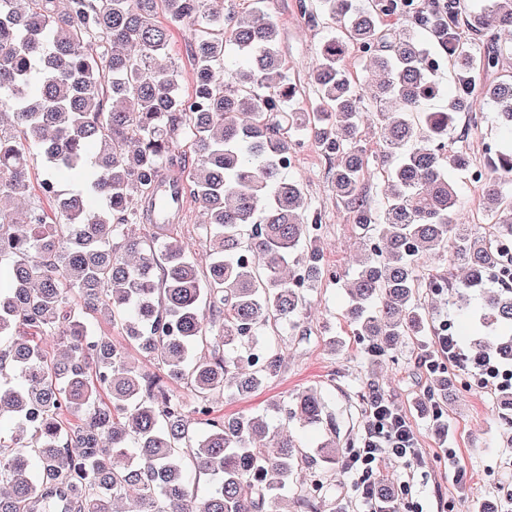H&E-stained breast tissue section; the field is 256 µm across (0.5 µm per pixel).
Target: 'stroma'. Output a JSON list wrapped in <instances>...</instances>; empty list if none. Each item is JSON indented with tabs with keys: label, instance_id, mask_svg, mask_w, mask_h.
<instances>
[{
	"label": "stroma",
	"instance_id": "1",
	"mask_svg": "<svg viewBox=\"0 0 512 512\" xmlns=\"http://www.w3.org/2000/svg\"><path fill=\"white\" fill-rule=\"evenodd\" d=\"M313 0H274L273 15L281 31V54L290 77L300 89L301 106L315 103L316 92L308 75L317 62L318 47L328 35L326 25H312L301 4ZM331 160L313 146H306L293 172L303 180L311 206L322 214V245L328 265L339 280L324 285L308 296L304 335H281L279 351L285 359L278 377L243 400L225 402L226 413L261 409L269 398L292 396L307 386L320 387L329 401L336 428V442L347 449L363 432L366 400L356 392L354 381L370 376L388 400L406 415L417 436V454L410 462L386 461L380 475L393 482H411L409 499L423 512H477L476 503L491 500L512 503V426L499 416V392L484 385L465 369L452 365L448 374L457 382L458 395L443 409L449 433L440 436L431 417L422 414L418 401L433 377L419 365L418 358L430 346L428 336H414L397 351L377 358L374 368L363 362L365 343L353 336L344 321L348 306L344 282L355 263L356 232L349 214L337 200ZM335 336L337 349L325 340ZM453 449L459 466L466 472L465 484H458L448 468L446 449ZM307 484L316 485L318 512H330L332 503L353 512V478L342 466L326 465L307 471Z\"/></svg>",
	"mask_w": 512,
	"mask_h": 512
}]
</instances>
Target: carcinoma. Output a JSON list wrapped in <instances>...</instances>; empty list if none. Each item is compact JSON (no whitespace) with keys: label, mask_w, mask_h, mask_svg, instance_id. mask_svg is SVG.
Masks as SVG:
<instances>
[{"label":"carcinoma","mask_w":512,"mask_h":512,"mask_svg":"<svg viewBox=\"0 0 512 512\" xmlns=\"http://www.w3.org/2000/svg\"><path fill=\"white\" fill-rule=\"evenodd\" d=\"M260 2L238 13L224 0H0V416L12 420L0 429V512H49L61 498L65 512H125L128 500L130 512H288L290 492L318 512L314 490L293 486L300 463L336 464V437L305 461L296 429L324 424L326 395L217 409L279 375L272 336L300 331L306 295L337 279L320 215L287 174L307 142L336 161L358 231L353 334L371 352L426 335L425 289L470 326L458 343L512 363V76L487 80L512 53V0H476L463 17L454 0H318L310 20L337 32L320 43L305 111ZM407 8L412 26L384 25ZM174 27L193 40L188 93L169 56ZM435 44L455 87L447 106L421 112L442 94ZM354 54L375 76L368 97L346 66ZM240 56L245 70L232 65ZM462 115L496 127L481 236L457 217L448 178L471 167L466 149L447 151ZM65 177L76 185L62 189ZM166 181L201 207L203 261L187 241L133 230L157 223ZM32 192L53 214L15 206ZM436 263L464 275L453 283ZM103 322L123 341L97 332ZM448 390L437 378L421 409Z\"/></svg>","instance_id":"1"}]
</instances>
